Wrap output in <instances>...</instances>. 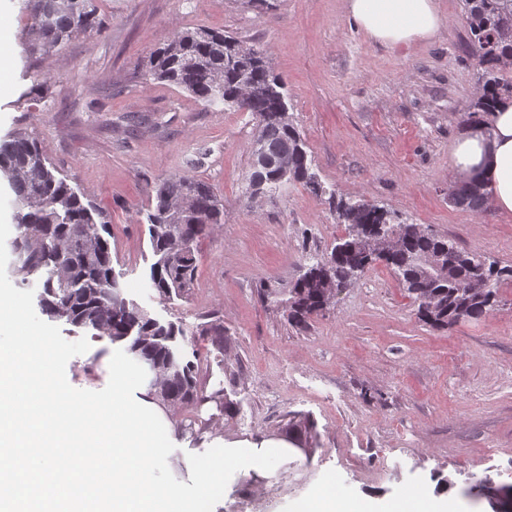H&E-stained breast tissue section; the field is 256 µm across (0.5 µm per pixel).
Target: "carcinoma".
Masks as SVG:
<instances>
[{"mask_svg":"<svg viewBox=\"0 0 512 512\" xmlns=\"http://www.w3.org/2000/svg\"><path fill=\"white\" fill-rule=\"evenodd\" d=\"M465 22L478 65L482 69L483 94L475 109L492 112L503 98L512 97V76L502 67L512 61V0H462ZM41 50L50 52L73 34L92 35L99 22L90 0H27ZM180 31L156 51L150 75L174 84L208 104L222 103L255 116L249 186L266 184L270 192H282L293 183L315 196H329L336 223L345 225L346 239L331 253L318 258L289 287L265 290L262 300L287 314L289 324L303 328L311 316L329 307L326 286L341 293L371 264L354 245L353 232L382 224L396 232L400 247L383 260L403 288L421 303V290L433 297L435 309L420 312L422 320L436 327L478 320L494 306L497 285L512 278V267L486 263L433 235L421 236L413 225L375 204L336 197L314 171L299 130L287 109L281 79L253 49L247 58L232 64L229 49L239 42L221 32ZM250 84L257 93L244 98ZM0 178L14 194L19 235L13 242L18 254L13 268L17 281L41 288V314L93 331L99 339L124 342L127 351L151 368L149 383L172 404L216 405L220 415L234 418L238 404L222 388L211 392L198 382V350L192 355L177 342L184 328L153 317L129 297L112 267L110 224L84 196L72 188L48 161L42 147L22 132L0 144ZM155 205L147 214L152 262L149 279L157 293L169 300L192 288L197 271L200 240L222 223L220 210L208 183L186 175H172L148 188ZM452 204L475 212L485 210L486 194L474 183H460L449 194ZM454 256L451 266L424 275L423 260L445 250ZM481 277L491 288L470 287ZM193 335L224 350L228 337L224 321L211 314L196 326Z\"/></svg>","mask_w":512,"mask_h":512,"instance_id":"obj_1","label":"carcinoma"}]
</instances>
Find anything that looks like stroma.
<instances>
[{
	"mask_svg": "<svg viewBox=\"0 0 512 512\" xmlns=\"http://www.w3.org/2000/svg\"><path fill=\"white\" fill-rule=\"evenodd\" d=\"M23 3L0 0V53L12 62L0 72V142L37 139L104 213L113 267L155 318L192 327L222 316L230 347L201 344L198 380L241 407L220 421L225 437H282L292 418L314 422L306 449L270 460L260 478L226 467L218 512H299L334 481L374 512L444 482L461 512H493L473 490L512 484V280L481 320L439 328L376 261L307 328L293 327L260 291L289 287L344 225L299 184L248 202L254 117L149 75L152 52L180 30L263 49L328 189L512 267V216L448 201L452 144L482 85L460 0H439L448 24L409 48L367 39L343 0H91L100 31L47 54L31 48ZM174 174L208 182L224 219L199 243L188 295L166 300L146 275L147 187Z\"/></svg>",
	"mask_w": 512,
	"mask_h": 512,
	"instance_id": "35a3bbf8",
	"label": "stroma"
}]
</instances>
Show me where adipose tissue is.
Returning a JSON list of instances; mask_svg holds the SVG:
<instances>
[{"instance_id": "ef3b65f1", "label": "adipose tissue", "mask_w": 512, "mask_h": 512, "mask_svg": "<svg viewBox=\"0 0 512 512\" xmlns=\"http://www.w3.org/2000/svg\"><path fill=\"white\" fill-rule=\"evenodd\" d=\"M349 22L369 40L390 47L412 46L435 37L446 24L437 0H344ZM456 180L480 185L487 203L498 213L512 214V99L502 101L487 120L466 126L450 154ZM200 451L174 458L170 466L185 470L197 489V502L213 505L224 499V468L261 474L272 453H286L287 439H227L207 433Z\"/></svg>"}]
</instances>
